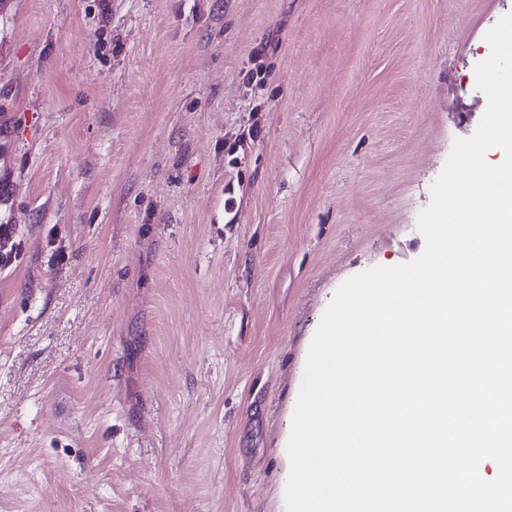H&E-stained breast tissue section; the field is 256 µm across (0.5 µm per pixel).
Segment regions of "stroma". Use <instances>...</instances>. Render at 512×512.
I'll list each match as a JSON object with an SVG mask.
<instances>
[{
	"instance_id": "1",
	"label": "stroma",
	"mask_w": 512,
	"mask_h": 512,
	"mask_svg": "<svg viewBox=\"0 0 512 512\" xmlns=\"http://www.w3.org/2000/svg\"><path fill=\"white\" fill-rule=\"evenodd\" d=\"M512 0H0V512H287L349 278L418 217Z\"/></svg>"
}]
</instances>
